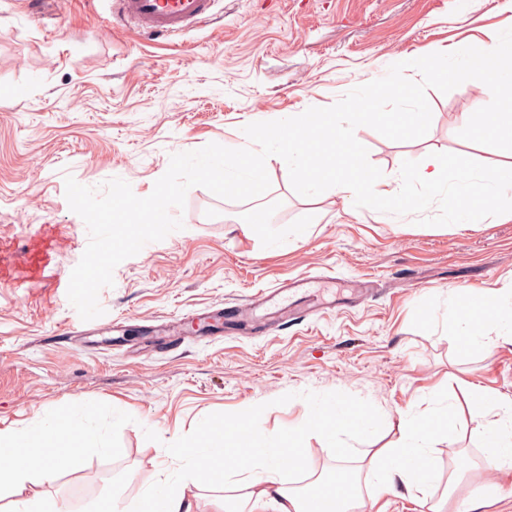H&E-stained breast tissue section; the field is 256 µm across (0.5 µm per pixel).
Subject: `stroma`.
Here are the masks:
<instances>
[{"instance_id":"obj_1","label":"stroma","mask_w":512,"mask_h":512,"mask_svg":"<svg viewBox=\"0 0 512 512\" xmlns=\"http://www.w3.org/2000/svg\"><path fill=\"white\" fill-rule=\"evenodd\" d=\"M108 14L102 0H0V430L91 404L115 449L61 473L48 494L82 512L118 482L137 501L162 472L178 474L179 449L206 423L226 459L247 465L252 451L233 433L246 406L273 436L319 401L367 410V426L311 439L303 469L284 471V487L305 488L354 472L357 450L390 441L387 417L450 395L459 406L429 450L434 499L464 455L470 469L445 512H465L478 492L495 498L486 512H512V470L483 469L466 404L477 390L512 400V345L464 347L450 305L456 288H470L477 309L512 294V221L443 232L301 196L275 165L270 189L247 201L190 188L183 229L121 262L99 293L103 315L85 321L67 289L88 233L65 197L69 175L89 187L117 177L148 196L172 154L233 148L249 123L332 106L398 57L484 48L512 28V0H218L210 22L170 40ZM477 97H491L477 80L428 89V133L393 141L364 128L370 162L396 189L402 161L432 151L512 163V151L459 138ZM260 211L267 222L245 234ZM276 231L282 244L262 248ZM302 274L319 276L318 296L335 308L270 333L193 331L195 315Z\"/></svg>"}]
</instances>
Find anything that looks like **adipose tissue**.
Masks as SVG:
<instances>
[{"label":"adipose tissue","instance_id":"ef3b65f1","mask_svg":"<svg viewBox=\"0 0 512 512\" xmlns=\"http://www.w3.org/2000/svg\"><path fill=\"white\" fill-rule=\"evenodd\" d=\"M470 302L468 291H457L455 309L462 342L473 348L490 338L512 344V295L487 303L479 319L468 312ZM469 404L479 418L475 434L482 442L485 469L512 468V402L477 392ZM335 409V402L319 403L301 426L270 437L254 431L253 411L243 407L236 419L237 436L257 453L249 474L241 480L244 495L221 497V512H367L365 499L351 486L341 493L334 484L323 481L305 490L282 486V469L303 468L307 455L303 442L308 434L333 436L340 431L345 417ZM438 414L435 408L422 415L401 414L395 441L376 450H361L358 458L366 482L386 492L425 493L431 480L428 450L438 428ZM96 418L95 409L86 406L35 418L21 429L0 430V493L9 497L0 512H62L45 492V484L52 482L61 468L82 469L88 450L113 451L95 431ZM211 432V425L202 426L200 444L182 453L184 472L146 488L136 505L138 512H194L198 472L222 465L224 459V442Z\"/></svg>","mask_w":512,"mask_h":512}]
</instances>
